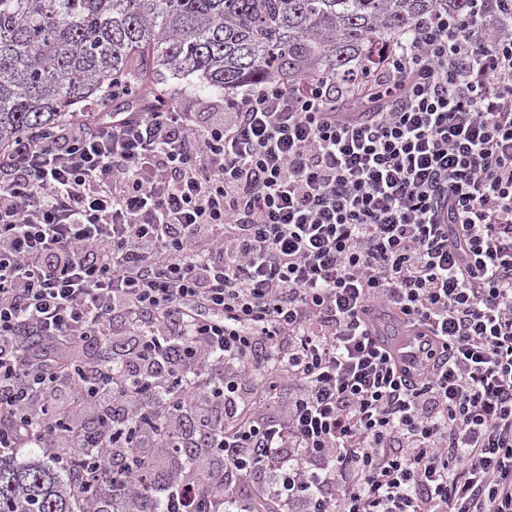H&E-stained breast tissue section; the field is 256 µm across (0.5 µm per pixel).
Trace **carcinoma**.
<instances>
[{"instance_id": "1", "label": "carcinoma", "mask_w": 512, "mask_h": 512, "mask_svg": "<svg viewBox=\"0 0 512 512\" xmlns=\"http://www.w3.org/2000/svg\"><path fill=\"white\" fill-rule=\"evenodd\" d=\"M466 0H0V151L40 135L112 85L168 106L163 72L198 74L217 89L275 80L342 77L372 33L408 35L431 8ZM136 462L156 474L154 454ZM192 483L212 498L224 484L199 464ZM68 471L45 449L0 458V512H82ZM97 512H123L112 479L95 491Z\"/></svg>"}]
</instances>
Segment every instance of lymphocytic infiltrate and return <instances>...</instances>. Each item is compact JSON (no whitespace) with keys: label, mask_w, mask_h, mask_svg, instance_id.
Wrapping results in <instances>:
<instances>
[{"label":"lymphocytic infiltrate","mask_w":512,"mask_h":512,"mask_svg":"<svg viewBox=\"0 0 512 512\" xmlns=\"http://www.w3.org/2000/svg\"><path fill=\"white\" fill-rule=\"evenodd\" d=\"M381 310L422 328L419 367ZM145 418L289 510L512 512V0L432 9L341 85L90 112L0 155V456L78 448L73 494L138 491L114 443Z\"/></svg>","instance_id":"f902f5d3"}]
</instances>
